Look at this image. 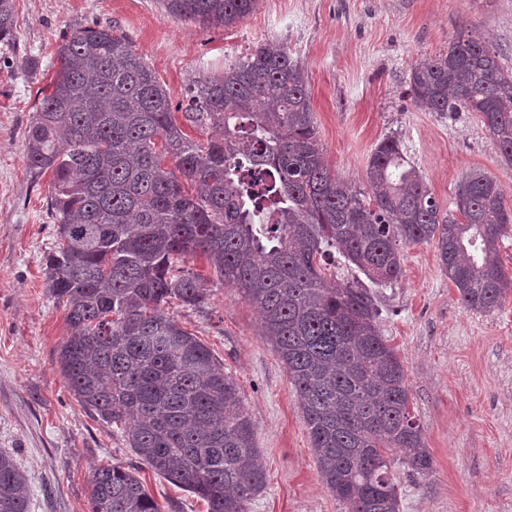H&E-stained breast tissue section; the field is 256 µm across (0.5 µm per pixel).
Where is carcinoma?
<instances>
[{"label":"carcinoma","instance_id":"carcinoma-1","mask_svg":"<svg viewBox=\"0 0 512 512\" xmlns=\"http://www.w3.org/2000/svg\"><path fill=\"white\" fill-rule=\"evenodd\" d=\"M259 0H163L171 16L229 28ZM14 0H0V43L15 37ZM59 68L26 129V161L51 173L57 247L46 288L71 333L58 363L77 401L122 424L143 464L205 501L249 512L266 488L255 424L236 379L165 312L202 308L206 258L260 314L261 333L295 388L323 483L349 512H400L396 467L414 479L433 460L409 409L403 362L379 327L376 296L336 285L322 262L338 252L376 286L402 275L400 244L433 242L464 306L499 308L512 294L499 239L512 205L472 171L447 213L388 137L373 149L369 192L332 172L318 141L305 72L280 41L197 81L173 104L132 41L95 24L62 36ZM417 106L477 112L512 163V70L461 34L448 53L417 61ZM218 129L200 143L177 124ZM91 512H161L137 469L90 478ZM0 512H29L25 478L0 451Z\"/></svg>","mask_w":512,"mask_h":512}]
</instances>
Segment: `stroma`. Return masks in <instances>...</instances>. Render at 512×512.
Segmentation results:
<instances>
[{
  "instance_id": "obj_1",
  "label": "stroma",
  "mask_w": 512,
  "mask_h": 512,
  "mask_svg": "<svg viewBox=\"0 0 512 512\" xmlns=\"http://www.w3.org/2000/svg\"><path fill=\"white\" fill-rule=\"evenodd\" d=\"M16 41L0 45V449L19 462L29 512H91L90 477L138 468L162 512H207L190 492L141 465L121 435L77 402L58 363L70 334L44 284L57 246L50 175L33 178L25 131L37 92L58 68L68 31L109 24L125 34L173 102L222 74L249 48L281 40L304 67L318 138L339 176L363 182L375 145L393 136L444 207L481 170L512 198V165L475 112H425L409 94L423 58L458 33L485 38L512 68V0H259L229 29L169 16L162 0H15ZM403 275L379 290V325L406 373L433 471L402 480L401 512H512V296L466 309L434 244L402 250ZM169 313L238 382L256 427L267 486L250 512H348L322 483L289 376L262 336L255 307L214 283L200 309Z\"/></svg>"
}]
</instances>
